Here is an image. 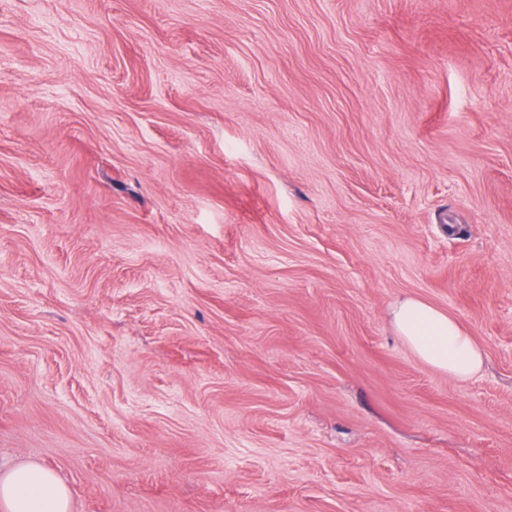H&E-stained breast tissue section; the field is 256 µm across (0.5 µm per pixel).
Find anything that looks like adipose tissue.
I'll list each match as a JSON object with an SVG mask.
<instances>
[{
  "mask_svg": "<svg viewBox=\"0 0 512 512\" xmlns=\"http://www.w3.org/2000/svg\"><path fill=\"white\" fill-rule=\"evenodd\" d=\"M394 330L423 363L457 380L480 372L483 352L448 313L415 298L396 302ZM71 493L55 472L38 463L0 466V512H70Z\"/></svg>",
  "mask_w": 512,
  "mask_h": 512,
  "instance_id": "adipose-tissue-1",
  "label": "adipose tissue"
}]
</instances>
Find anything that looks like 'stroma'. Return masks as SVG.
<instances>
[{"label": "stroma", "instance_id": "stroma-1", "mask_svg": "<svg viewBox=\"0 0 512 512\" xmlns=\"http://www.w3.org/2000/svg\"><path fill=\"white\" fill-rule=\"evenodd\" d=\"M0 461L71 512H512V0H0ZM394 330L423 363L457 380L480 372L483 352L472 336L448 313L415 297L394 304Z\"/></svg>", "mask_w": 512, "mask_h": 512}]
</instances>
